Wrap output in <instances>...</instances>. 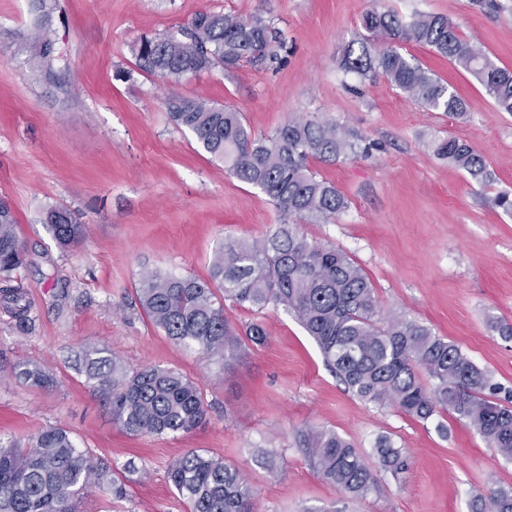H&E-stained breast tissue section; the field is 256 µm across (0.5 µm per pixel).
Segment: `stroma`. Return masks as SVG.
<instances>
[{"label":"stroma","mask_w":512,"mask_h":512,"mask_svg":"<svg viewBox=\"0 0 512 512\" xmlns=\"http://www.w3.org/2000/svg\"><path fill=\"white\" fill-rule=\"evenodd\" d=\"M499 2L489 11L473 0H56L51 30L61 56L36 70L37 0H0V201L26 244L17 278L34 317L23 333L0 308V439L24 446L59 425L114 466L125 499L94 488L80 512H189L168 468L194 448L242 470L253 512L332 503L342 493L313 468L302 445L309 428L336 431L368 459L383 435L404 449L407 469L378 473L377 491L355 512H471L475 494L512 487V463L467 422L445 414L421 423L354 396L283 309L226 307L233 325L259 321L268 332L265 344L246 345L226 365L171 340L135 294L147 270L207 278L218 244L263 238L281 214L170 121L167 83L137 69L132 47L188 26L202 10L260 16L278 32L282 63L217 66L183 78L178 91L236 109L258 136L319 113L376 143L367 158L312 161L348 206L335 223H304L301 232L345 251L384 315L423 323L512 391V337L488 325L512 327V215L493 203L512 192V114L496 111L470 74L428 47L407 43L402 52L464 98V117L426 111L385 77L362 79L339 64L365 35L362 15L376 8L446 15L512 70V0ZM448 135L485 157L492 185L433 155L431 141ZM50 205L86 224L77 247L61 250L43 226ZM88 348L131 371L151 364L184 373L211 406L206 424L181 435L122 433L79 367ZM20 361L39 364L53 386L19 384Z\"/></svg>","instance_id":"35a3bbf8"}]
</instances>
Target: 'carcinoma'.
Returning <instances> with one entry per match:
<instances>
[{"mask_svg":"<svg viewBox=\"0 0 512 512\" xmlns=\"http://www.w3.org/2000/svg\"><path fill=\"white\" fill-rule=\"evenodd\" d=\"M361 26L370 39L357 50H345L340 61L345 72L361 78L380 74L431 112H466L456 91L400 51V44L412 42L462 68L485 88L497 111L512 113V71L461 35L448 16L420 14L406 21L395 11L373 8L363 14ZM275 42L277 32L262 18L203 11L176 34L141 38L135 60L140 71L177 82L217 64L231 69L242 62L254 67L280 62ZM165 107L207 154L265 193L282 223L260 241H224L215 249L206 280L142 274L136 298L150 322L175 342L227 365L245 344H264L267 332L258 321L236 329L224 315V304L281 308L313 337L326 365L362 401L395 406L423 423L443 413L456 415L487 447L512 461V394L501 400L487 372L427 326L402 315L383 316L375 289L344 251L308 241L288 222L330 224L348 206L333 183L311 170L310 160L367 155L372 146L318 114L292 117L273 135L257 137L230 107L177 93L168 95ZM433 154L481 186L493 181L485 158L464 140L440 138ZM42 223L63 251L86 233L78 215L64 206L46 207ZM26 261L16 218L10 207L0 205V302L23 333L32 324V304L14 274ZM83 366L105 396L113 424L127 435L186 434L207 420L202 390L181 372L153 365L130 372L103 349L87 350ZM14 375L29 386L54 384L32 362L16 363ZM304 442L318 475L340 488L343 500L309 505L303 512H348V502L375 490L374 470L335 431L312 430ZM374 456L378 468L394 477L408 466L403 449L387 437L377 440ZM168 477L189 512H252L253 489L243 473L204 450L178 457ZM92 487L116 498L125 495L108 464L77 447L65 428L42 429L27 448L0 440V512H77ZM472 512H512V489L476 494Z\"/></svg>","mask_w":512,"mask_h":512,"instance_id":"carcinoma-1","label":"carcinoma"}]
</instances>
